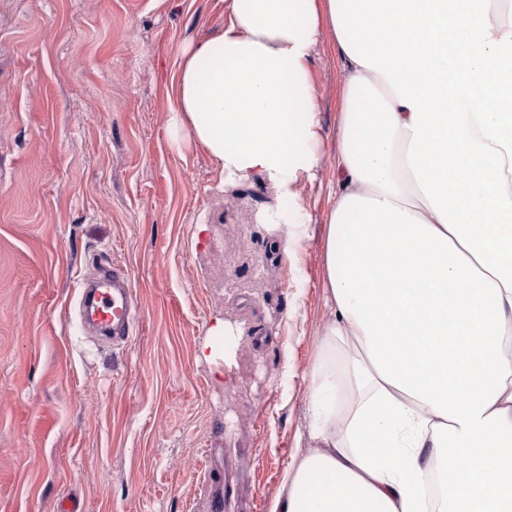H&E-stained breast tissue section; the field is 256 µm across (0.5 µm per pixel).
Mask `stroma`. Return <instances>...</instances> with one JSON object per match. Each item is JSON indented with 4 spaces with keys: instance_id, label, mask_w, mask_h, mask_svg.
<instances>
[{
    "instance_id": "35a3bbf8",
    "label": "stroma",
    "mask_w": 512,
    "mask_h": 512,
    "mask_svg": "<svg viewBox=\"0 0 512 512\" xmlns=\"http://www.w3.org/2000/svg\"><path fill=\"white\" fill-rule=\"evenodd\" d=\"M227 7L0 0V512L65 498L83 512H270L328 315L321 229L344 72L320 41L321 162L302 205L225 180L203 147L175 142L168 92L182 48ZM267 205L295 232V261L271 251ZM101 261L129 274L138 306L118 343L77 327ZM218 319L233 336H210Z\"/></svg>"
}]
</instances>
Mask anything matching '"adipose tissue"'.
Listing matches in <instances>:
<instances>
[{
  "label": "adipose tissue",
  "instance_id": "ef3b65f1",
  "mask_svg": "<svg viewBox=\"0 0 512 512\" xmlns=\"http://www.w3.org/2000/svg\"><path fill=\"white\" fill-rule=\"evenodd\" d=\"M325 36L328 317L270 512H512V0H228L180 54L176 140L289 192L319 165Z\"/></svg>",
  "mask_w": 512,
  "mask_h": 512
}]
</instances>
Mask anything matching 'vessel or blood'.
Segmentation results:
<instances>
[{
    "label": "vessel or blood",
    "mask_w": 512,
    "mask_h": 512,
    "mask_svg": "<svg viewBox=\"0 0 512 512\" xmlns=\"http://www.w3.org/2000/svg\"><path fill=\"white\" fill-rule=\"evenodd\" d=\"M128 274L116 268L103 270L97 281H83L80 294L94 309L95 324L99 331L123 340L137 316V308L130 295Z\"/></svg>",
    "instance_id": "b4317fda"
}]
</instances>
